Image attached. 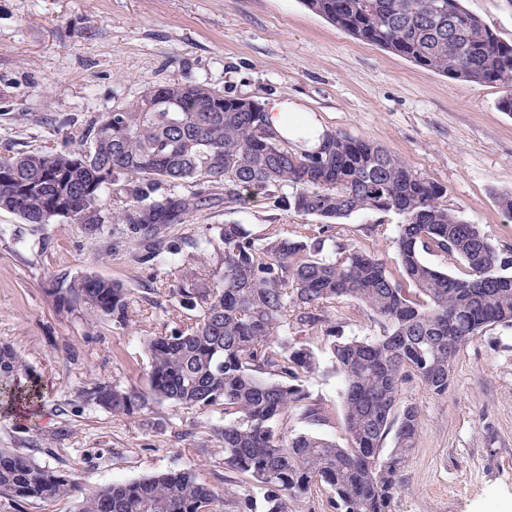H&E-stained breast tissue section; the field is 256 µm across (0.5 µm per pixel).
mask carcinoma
I'll list each match as a JSON object with an SVG mask.
<instances>
[{
	"label": "carcinoma",
	"mask_w": 512,
	"mask_h": 512,
	"mask_svg": "<svg viewBox=\"0 0 512 512\" xmlns=\"http://www.w3.org/2000/svg\"><path fill=\"white\" fill-rule=\"evenodd\" d=\"M356 38L390 46L417 65L453 79L512 87V44L502 41L462 0H303ZM255 113L239 97L200 83L147 87L133 103L101 113L88 149L48 147L0 155V209L27 224H76L90 242L124 224L147 240V263L175 245L164 231L190 221L212 185L224 202L263 194L273 206L325 224L304 239L272 235L260 242L241 224H224V270L189 274L172 298L198 310L190 325L144 338L150 358L147 395L96 383L79 397L112 414L133 416L146 397L222 414L198 452L224 455V497L193 469L115 481L82 497L77 512H289L288 502L327 487L329 512H394L408 454L421 433L417 406L399 407L403 383L416 378L448 393V361L485 328L512 325V258L443 201L441 186L398 156L360 138L339 135L331 158L311 152L293 160L264 143ZM191 183L187 196H156L163 183ZM293 188L289 196L279 194ZM361 210L402 217L394 239L397 274L373 253L336 243L324 255L331 223ZM463 262L451 276L422 254ZM63 304L85 307L120 326L133 295L123 284L88 275L58 291ZM364 305L385 326L375 338H345L328 307ZM329 344L343 381L349 445L288 428L291 414L313 426L331 422L305 381L320 363L308 346ZM21 362L0 346V378L12 404L42 400L20 385ZM393 435L394 447L382 455ZM263 490L262 502L243 492ZM79 491L74 474L0 448V494L45 500Z\"/></svg>",
	"instance_id": "1"
}]
</instances>
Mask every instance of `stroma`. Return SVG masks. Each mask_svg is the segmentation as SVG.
Instances as JSON below:
<instances>
[{"label":"stroma","mask_w":512,"mask_h":512,"mask_svg":"<svg viewBox=\"0 0 512 512\" xmlns=\"http://www.w3.org/2000/svg\"><path fill=\"white\" fill-rule=\"evenodd\" d=\"M464 5L512 43V0ZM187 81L267 108L289 103L322 132L400 156L444 188L449 209L512 255V221L496 201L512 192V113L498 109L502 87L454 80L360 41L302 0H0V154L78 147L99 114L147 87ZM229 222L258 239L274 231L301 239L320 224L263 195L244 204L209 200L167 230L187 248L151 265L137 261L134 245L116 251L108 238L92 245L77 225L38 228L0 209V345L22 359L17 379L38 382L43 394L37 406L0 411V448L73 472L86 492L183 468L222 490V455L197 451L218 414L152 401L117 418L78 393L96 382L145 390L143 338L196 316L170 309L172 289L190 272L220 268L214 253L190 243L218 238ZM400 223L395 213L363 210L331 234L375 252L393 272ZM87 275L131 289L128 325L60 305L57 289ZM335 322L348 337L385 332L353 300L337 304ZM309 346L322 366L306 386L333 416L317 432L346 445L341 378L322 339ZM401 401L418 406L421 433L396 512H512V326L486 328L463 348L447 395L412 379Z\"/></svg>","instance_id":"stroma-1"}]
</instances>
